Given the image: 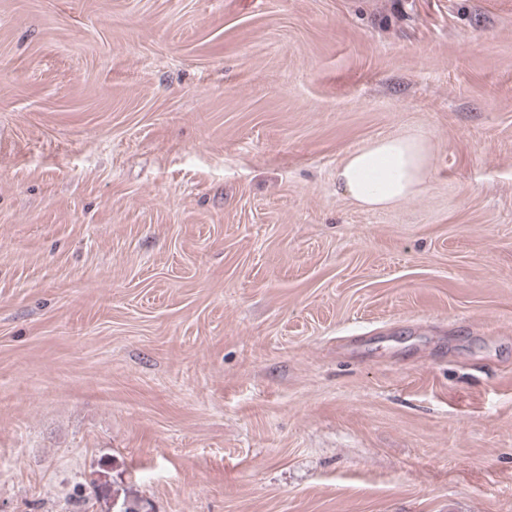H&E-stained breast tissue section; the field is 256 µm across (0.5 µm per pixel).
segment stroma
<instances>
[{
    "mask_svg": "<svg viewBox=\"0 0 512 512\" xmlns=\"http://www.w3.org/2000/svg\"><path fill=\"white\" fill-rule=\"evenodd\" d=\"M116 496L512 512V0H0V512ZM430 171L424 137L390 135L348 153L336 169V184L360 206L381 211L419 194Z\"/></svg>",
    "mask_w": 512,
    "mask_h": 512,
    "instance_id": "stroma-1",
    "label": "stroma"
}]
</instances>
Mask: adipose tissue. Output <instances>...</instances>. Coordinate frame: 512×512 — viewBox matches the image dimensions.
Wrapping results in <instances>:
<instances>
[{
	"label": "adipose tissue",
	"mask_w": 512,
	"mask_h": 512,
	"mask_svg": "<svg viewBox=\"0 0 512 512\" xmlns=\"http://www.w3.org/2000/svg\"><path fill=\"white\" fill-rule=\"evenodd\" d=\"M430 171L424 137L390 135L348 153L336 170V184L360 206L381 211L419 194Z\"/></svg>",
	"instance_id": "obj_1"
}]
</instances>
